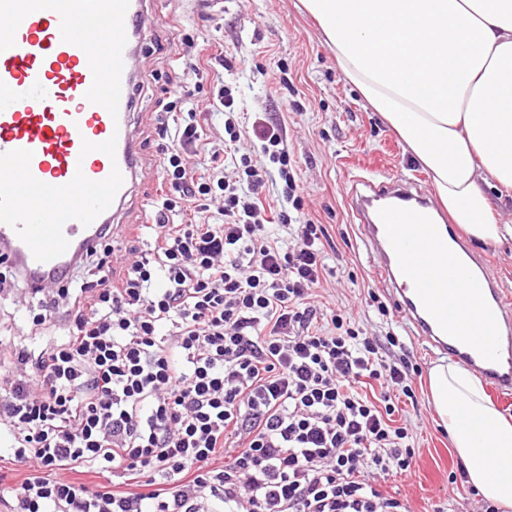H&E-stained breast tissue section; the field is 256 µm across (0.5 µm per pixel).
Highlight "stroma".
<instances>
[{
  "label": "stroma",
  "instance_id": "35a3bbf8",
  "mask_svg": "<svg viewBox=\"0 0 512 512\" xmlns=\"http://www.w3.org/2000/svg\"><path fill=\"white\" fill-rule=\"evenodd\" d=\"M144 10L151 25L141 48L133 127L145 152H157L155 113L173 60L196 47L205 61L223 54V80L237 90L241 150L263 159L255 119L282 127L300 218L328 231L320 309L348 310L368 333H394L406 346L415 398L400 400L394 418L412 425L415 462L410 472L379 479L377 489L404 500L411 512H495L467 484L435 411L428 372L439 359L403 324L349 210L352 182L371 165L388 177L419 180L428 194L434 191L429 174L342 74L300 0H223L217 7L210 0H146Z\"/></svg>",
  "mask_w": 512,
  "mask_h": 512
}]
</instances>
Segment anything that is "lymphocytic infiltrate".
Segmentation results:
<instances>
[{"instance_id": "obj_1", "label": "lymphocytic infiltrate", "mask_w": 512, "mask_h": 512, "mask_svg": "<svg viewBox=\"0 0 512 512\" xmlns=\"http://www.w3.org/2000/svg\"><path fill=\"white\" fill-rule=\"evenodd\" d=\"M190 91L157 115L159 183L149 242L104 231L70 280L32 290L0 271V297L28 300L26 340L0 332L13 359L0 378V436L26 475L0 479L16 512H409L368 473L411 469L409 426L394 397H413L398 337L367 335L318 312L326 269L321 224L300 209L281 129L263 128L268 162L238 147L237 119L213 149L187 112ZM241 174L225 181L221 156ZM283 183L279 212L261 201ZM295 230L287 243L272 223ZM380 401L358 392L362 380ZM223 466H213L218 453ZM93 472L100 483L71 480ZM131 477L114 490L107 479Z\"/></svg>"}]
</instances>
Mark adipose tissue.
<instances>
[{"mask_svg":"<svg viewBox=\"0 0 512 512\" xmlns=\"http://www.w3.org/2000/svg\"><path fill=\"white\" fill-rule=\"evenodd\" d=\"M336 62L430 174L453 221L477 241H498L485 184L512 191V0H303ZM467 482L498 512H512V422L466 368L429 374ZM472 413L495 468L459 424Z\"/></svg>","mask_w":512,"mask_h":512,"instance_id":"ef3b65f1","label":"adipose tissue"}]
</instances>
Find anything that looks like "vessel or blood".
Segmentation results:
<instances>
[{"label":"vessel or blood","instance_id":"obj_1","mask_svg":"<svg viewBox=\"0 0 512 512\" xmlns=\"http://www.w3.org/2000/svg\"><path fill=\"white\" fill-rule=\"evenodd\" d=\"M144 23L143 0H130L114 116L86 100L93 81L88 58L80 47L63 42L57 12L26 16L14 46L0 52V153L31 151L32 175L52 186L67 184L79 170L93 181L104 180L115 167L123 176L112 204L91 224H64L69 246L50 261H37L16 231L0 223V254L29 287L64 283L138 188L145 162L131 132L137 94L133 56ZM112 137L115 157L82 154L83 141L99 144ZM361 184L350 194L352 214L370 252L379 255L383 282L414 335L440 356L479 369L497 399H512V309L489 276L484 256L469 249L456 225L432 213L414 182L372 176Z\"/></svg>","mask_w":512,"mask_h":512}]
</instances>
